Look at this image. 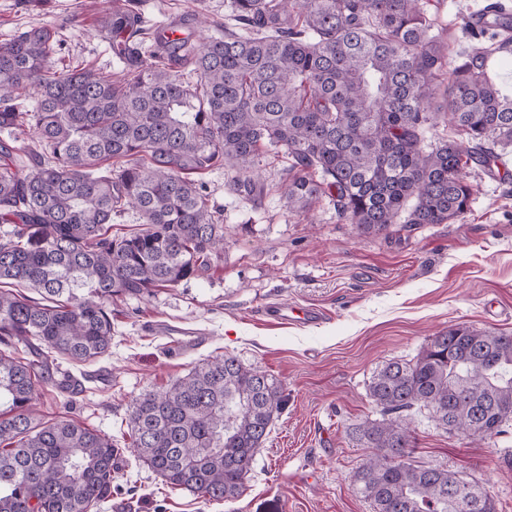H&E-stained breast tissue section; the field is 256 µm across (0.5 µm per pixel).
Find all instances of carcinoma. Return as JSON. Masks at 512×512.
Here are the masks:
<instances>
[{
  "label": "carcinoma",
  "instance_id": "obj_1",
  "mask_svg": "<svg viewBox=\"0 0 512 512\" xmlns=\"http://www.w3.org/2000/svg\"><path fill=\"white\" fill-rule=\"evenodd\" d=\"M224 16L206 41H163L138 0H107L112 51L136 54L120 79L63 64L53 25L0 45V284L37 294L0 289V512H92L112 496V438L37 417L40 385L77 391L44 349L96 362L112 347V299L207 268L224 224L199 175L224 169L254 203L269 149L287 160L289 211L326 199L338 222L379 235L454 223L472 200L468 170L512 148V95L487 73L512 50V23L463 20L474 43L453 65L430 0H224ZM110 158L123 164L96 175ZM129 209L140 228L112 235ZM367 391L381 418L355 432L375 452L353 485L374 512H495L479 482L455 488L451 471L412 463L404 413L472 439L507 433L512 334L450 326ZM281 405L275 379L216 356L135 400L134 452L173 488L232 500Z\"/></svg>",
  "mask_w": 512,
  "mask_h": 512
}]
</instances>
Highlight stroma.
<instances>
[{
    "label": "stroma",
    "instance_id": "stroma-1",
    "mask_svg": "<svg viewBox=\"0 0 512 512\" xmlns=\"http://www.w3.org/2000/svg\"><path fill=\"white\" fill-rule=\"evenodd\" d=\"M487 0H431L452 58L470 43L461 16ZM102 0H0V43L38 24L60 30L71 63L118 76L124 64L100 27ZM500 176H468L474 194L452 224H397L380 235L340 224L328 202L289 213L283 159L261 163L266 191L254 204L230 193L223 170L203 174L224 219V250L199 277L112 302V348L91 365L62 368L80 384L74 405L47 388L39 415L100 430L123 454L110 502L129 512H372L353 487L370 454L354 427L379 413L367 395L375 369L411 360L432 336L463 323L512 334V151ZM316 308L322 322L281 325L267 305ZM231 354L276 379L283 405L255 456L240 497L209 501L170 488L131 449L129 407L170 388L197 363ZM415 463L477 480L496 512H512V431L473 442L412 424Z\"/></svg>",
    "mask_w": 512,
    "mask_h": 512
}]
</instances>
